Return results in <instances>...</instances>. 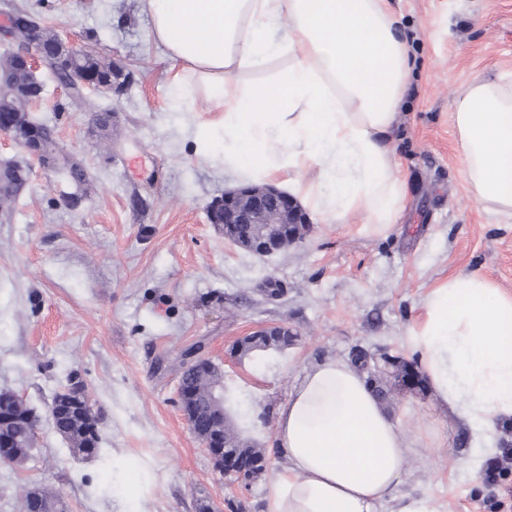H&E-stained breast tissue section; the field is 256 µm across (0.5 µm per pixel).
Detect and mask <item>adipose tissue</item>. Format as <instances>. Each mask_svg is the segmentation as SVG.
Returning <instances> with one entry per match:
<instances>
[{
	"instance_id": "obj_1",
	"label": "adipose tissue",
	"mask_w": 512,
	"mask_h": 512,
	"mask_svg": "<svg viewBox=\"0 0 512 512\" xmlns=\"http://www.w3.org/2000/svg\"><path fill=\"white\" fill-rule=\"evenodd\" d=\"M140 2L176 85L194 79L218 113L196 125L197 155L242 183L285 180L323 223L393 226L406 186L391 136L411 66L385 0ZM280 57L273 80H243ZM452 118L472 198L512 221V83L473 78ZM409 341L432 406L467 424L483 456L499 454L497 426L512 420V293L477 272L449 276ZM273 446L288 466L265 512H439L429 497L397 496L416 443L347 361L304 370L277 408ZM112 479L122 503L146 512L148 460L113 458Z\"/></svg>"
}]
</instances>
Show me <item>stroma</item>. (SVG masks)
Wrapping results in <instances>:
<instances>
[{
  "mask_svg": "<svg viewBox=\"0 0 512 512\" xmlns=\"http://www.w3.org/2000/svg\"><path fill=\"white\" fill-rule=\"evenodd\" d=\"M17 6L111 60L122 81L112 95L76 98L39 70L33 114L88 178L76 185L32 160L25 187L0 206V390L25 401L38 431L23 464L0 463V512H24L35 487L61 494L69 512H117L116 455L152 463L148 512H264L287 466L270 451L275 409L305 367L347 359L357 344L413 358L408 332L446 277L476 271L512 292V223L469 194L451 118L473 77L512 80V0H387L413 60L393 133L406 205L382 235L358 217L312 218L302 242L269 258L209 224L207 205L237 182L195 154L188 129L210 119L211 104L172 83L140 0H0V14ZM102 107L114 113L106 131L92 121ZM279 323L297 333L294 345L258 362L234 357L239 337ZM194 349L219 366L232 419L250 418L243 437L269 455L250 485L216 469L179 407ZM74 378L99 417L95 456H76L49 416ZM389 408L419 439L401 493L445 512H512V475L483 485L472 436L428 396L397 392Z\"/></svg>",
  "mask_w": 512,
  "mask_h": 512,
  "instance_id": "stroma-1",
  "label": "stroma"
}]
</instances>
